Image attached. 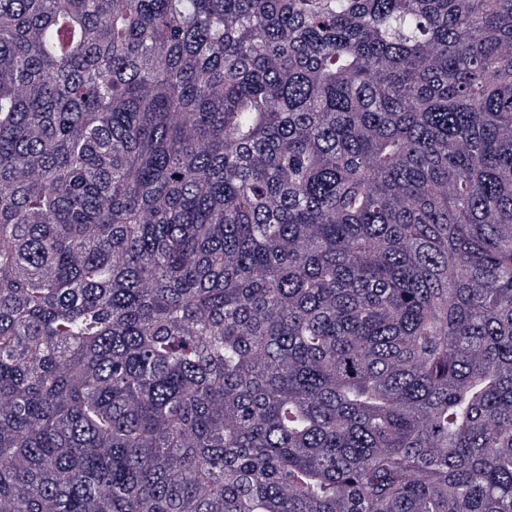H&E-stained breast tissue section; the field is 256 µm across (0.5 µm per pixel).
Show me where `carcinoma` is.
Returning a JSON list of instances; mask_svg holds the SVG:
<instances>
[{
    "label": "carcinoma",
    "instance_id": "obj_1",
    "mask_svg": "<svg viewBox=\"0 0 512 512\" xmlns=\"http://www.w3.org/2000/svg\"><path fill=\"white\" fill-rule=\"evenodd\" d=\"M0 512H512V0H0Z\"/></svg>",
    "mask_w": 512,
    "mask_h": 512
}]
</instances>
